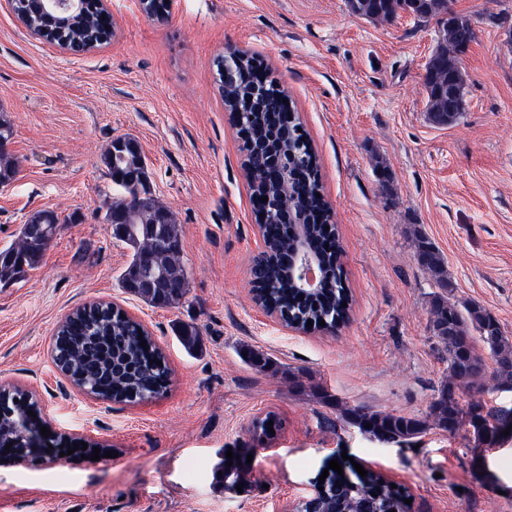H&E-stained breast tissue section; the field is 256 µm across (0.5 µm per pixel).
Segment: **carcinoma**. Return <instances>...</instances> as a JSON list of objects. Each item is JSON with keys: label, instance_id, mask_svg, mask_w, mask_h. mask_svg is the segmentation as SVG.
I'll return each instance as SVG.
<instances>
[{"label": "carcinoma", "instance_id": "1", "mask_svg": "<svg viewBox=\"0 0 512 512\" xmlns=\"http://www.w3.org/2000/svg\"><path fill=\"white\" fill-rule=\"evenodd\" d=\"M377 6L387 19H393L407 12L410 0H367V5L353 8V13L370 18L368 6ZM15 12L27 27L36 33H45L46 40L59 45L92 47L108 36L110 22L103 19V10L97 5H85L84 14L59 26L45 19L38 0H16ZM457 25L450 37L437 42V48L448 52L454 43H471L475 40L474 22L467 16H456ZM255 59L246 54L241 58V70L236 76L234 88L229 94L234 100L224 103L240 108L244 126L249 132L251 147L245 157V169L260 165L259 151L262 142L271 129L288 124V142L284 148L295 153L293 175L282 188L285 201L299 204L308 211L310 218L307 229L309 239L324 259L325 282L323 288L314 294L300 296V291L289 284L285 260L288 257L291 230L283 224L264 225V241L269 250L268 259L255 269L253 285L254 299L266 312L277 315L287 326L307 329L306 323L319 327L335 328L348 317L349 307L341 303L350 301L345 286L343 270L339 264L341 244L335 225L319 220L326 202L316 196L320 192L316 155L301 125L292 114L283 112L285 89L276 83H268L260 92L254 88ZM427 94V118L435 126L447 127L457 122L465 112L466 102L448 103V111L457 117L443 121L433 115L437 103L433 100L434 87L431 74L423 76ZM120 155V165L112 166L107 151L103 158L111 179L131 178L148 169H139L135 161H145L139 143L127 138L123 147L115 148ZM130 199L119 198L116 205L130 209L129 224L126 225V239L130 259L120 274L121 285L129 280L147 277V268L140 265V256L145 251L156 253L151 264L158 288H129L127 292L156 307H174L187 294V272L180 261L181 233L174 221L167 224H144L141 213L133 210L136 197L128 190ZM35 223L29 229L21 230L19 241L0 249V285L6 286L23 280L29 271L38 268L47 242L44 235L51 231L53 223L60 222L58 215L47 209L32 212ZM412 239L416 249V260L421 269L433 278L439 291L431 300L430 326L432 336L437 340L445 360L448 362V378L435 387L429 413L426 418L405 416L393 412L367 411L362 407H350L335 401L322 386L313 397L320 404L336 403L343 421L377 440L403 445L413 442L434 425L453 433L463 426H469L479 444L493 447L498 436L504 434L506 424H512V407L485 408L481 403H470L463 407L457 399V390L464 380L479 370L481 375H490L497 388L512 390V343L504 336L498 319L489 311L450 298L451 282L444 259L425 233L415 227ZM183 347L191 352L200 345V331L193 325H183L178 330ZM149 340L146 330L122 311L108 305L85 307L68 316L58 329L55 339V358L61 369L80 388L94 395L117 402H133L153 397L165 387L168 367L162 363L163 355L155 351L148 353L140 346ZM244 361L263 372H277V366L263 354L248 348ZM22 391L0 393V448L10 444L20 450L22 459L32 451L22 446L21 428L32 417L29 406L23 404ZM280 421L271 413L257 419L252 425V437L258 441L271 438L268 428L278 429ZM323 491L295 507V512H342V509L357 501L364 512H408L402 489L391 487L382 477L369 470L362 477L354 469H344V475L330 471ZM377 496H372V493Z\"/></svg>", "mask_w": 512, "mask_h": 512}]
</instances>
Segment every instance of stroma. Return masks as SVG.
Masks as SVG:
<instances>
[{"label":"stroma","instance_id":"35a3bbf8","mask_svg":"<svg viewBox=\"0 0 512 512\" xmlns=\"http://www.w3.org/2000/svg\"><path fill=\"white\" fill-rule=\"evenodd\" d=\"M449 2L477 22L460 63L467 110L450 127L426 118L435 25L406 14L369 20L346 0H176L160 22L138 0H107L111 34L74 55L0 8V116L19 168L0 186V247L36 210L61 220L39 267L0 287V386L31 391L57 431L109 452L0 466V512H294L322 461L344 453L404 488L410 512H512V439L489 449L471 428L433 427L416 445H382L311 395L321 385L347 405L426 417L448 364L429 331L435 285L414 257L416 226L444 256L454 298L489 309L512 339V0ZM228 49L285 88L316 151L352 295L334 332L288 328L253 299L264 243L216 67ZM124 135L181 232L188 291L175 308L119 284L128 251L103 222L104 200L120 193L102 159ZM98 302L159 345L162 393L101 401L56 367L58 324ZM182 323L201 330L196 352L175 334ZM245 346L277 373L244 363ZM269 412L283 427L256 451L250 491L225 492L213 477L221 453L250 442Z\"/></svg>","mask_w":512,"mask_h":512}]
</instances>
